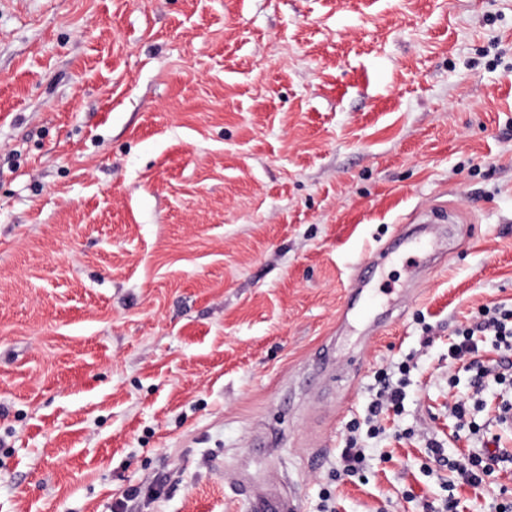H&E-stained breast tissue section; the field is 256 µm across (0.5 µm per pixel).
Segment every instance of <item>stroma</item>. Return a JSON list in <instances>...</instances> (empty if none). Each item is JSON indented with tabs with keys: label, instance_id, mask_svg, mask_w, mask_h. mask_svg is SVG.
Returning a JSON list of instances; mask_svg holds the SVG:
<instances>
[{
	"label": "stroma",
	"instance_id": "35a3bbf8",
	"mask_svg": "<svg viewBox=\"0 0 512 512\" xmlns=\"http://www.w3.org/2000/svg\"><path fill=\"white\" fill-rule=\"evenodd\" d=\"M448 208L440 263L397 247L347 309ZM496 302L512 0H0V512H248L262 474L299 512H498L512 464L460 484L448 409L476 398L448 345ZM375 381L378 389L375 398L368 405V422L370 424L374 423V419L383 411L399 408L405 396L402 378L394 382L387 371L379 370L375 373ZM369 431L371 437H376L381 433V428L372 424ZM343 472L347 475L358 473L363 469L366 462L364 448L358 445L357 438L350 436L347 448L341 454Z\"/></svg>",
	"mask_w": 512,
	"mask_h": 512
}]
</instances>
